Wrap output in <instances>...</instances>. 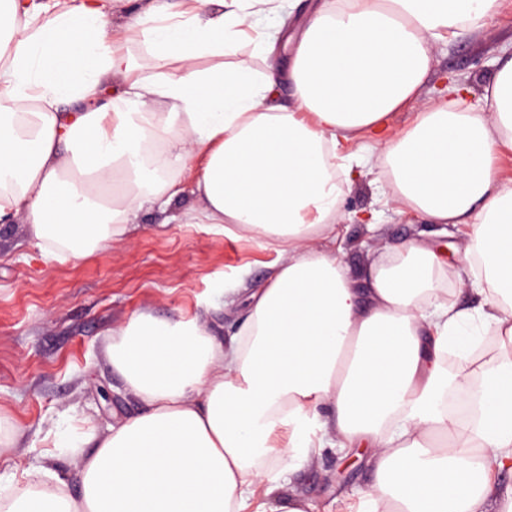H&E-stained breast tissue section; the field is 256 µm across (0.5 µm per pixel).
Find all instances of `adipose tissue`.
Masks as SVG:
<instances>
[{
	"mask_svg": "<svg viewBox=\"0 0 512 512\" xmlns=\"http://www.w3.org/2000/svg\"><path fill=\"white\" fill-rule=\"evenodd\" d=\"M283 0H146L113 38L125 0H0V223H22L48 259L132 241L147 209L183 182L189 224L256 234L288 258L255 289L241 329L142 314L113 330L109 355L141 404L83 457L73 497L51 457L0 473V512H309L279 494L269 465L322 448H366L375 483L361 512H512L488 480L512 471V187L495 150H512V53L463 108L459 87L422 104L436 43L484 28L498 0H322L299 38L253 37ZM245 45L253 61H234ZM212 59L201 67V59ZM290 84L292 100L280 101ZM414 124L391 129L399 112ZM371 140L397 203L434 225L469 224L479 268L448 269L435 245H393L356 279L321 242ZM484 279L477 311L436 278ZM498 354L478 374L450 371L474 325ZM474 412L449 413V391ZM288 431L286 448L271 437ZM266 502L256 503L254 486Z\"/></svg>",
	"mask_w": 512,
	"mask_h": 512,
	"instance_id": "adipose-tissue-1",
	"label": "adipose tissue"
}]
</instances>
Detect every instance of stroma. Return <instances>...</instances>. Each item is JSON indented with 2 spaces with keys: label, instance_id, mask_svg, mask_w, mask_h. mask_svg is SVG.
<instances>
[{
  "label": "stroma",
  "instance_id": "obj_1",
  "mask_svg": "<svg viewBox=\"0 0 512 512\" xmlns=\"http://www.w3.org/2000/svg\"><path fill=\"white\" fill-rule=\"evenodd\" d=\"M506 50L512 51V0H502L478 34L434 50L423 102L434 101L435 87L454 81L468 87L474 111H489L482 87ZM195 204L190 191H182L169 206L172 221L142 212L131 243L65 263L45 259L23 225L0 231V424L17 432L14 447L0 452V465L19 472L52 452L61 425L101 434L137 414L138 400L108 357L113 329L132 318H194L224 337L238 330L251 292L285 256L261 238L180 221ZM340 207L336 254L354 273L378 260L388 244L436 231L394 201L392 183L376 165L361 169ZM367 215L372 224L364 223ZM228 288L237 291L232 306L224 303ZM372 481L367 462L335 450L305 461L287 489L314 512H352Z\"/></svg>",
  "mask_w": 512,
  "mask_h": 512
}]
</instances>
